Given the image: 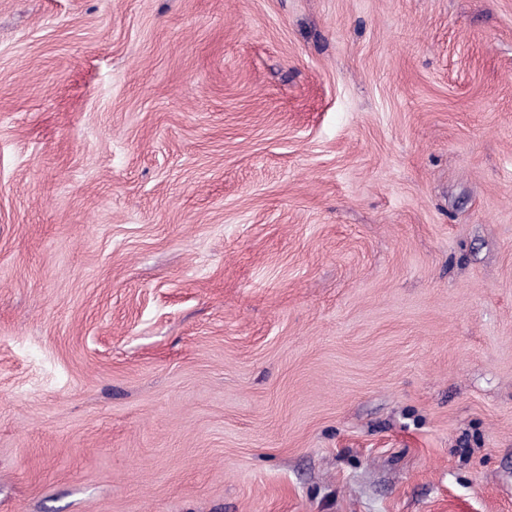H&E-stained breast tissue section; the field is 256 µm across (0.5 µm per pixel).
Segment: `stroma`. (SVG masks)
I'll list each match as a JSON object with an SVG mask.
<instances>
[{
    "label": "stroma",
    "mask_w": 512,
    "mask_h": 512,
    "mask_svg": "<svg viewBox=\"0 0 512 512\" xmlns=\"http://www.w3.org/2000/svg\"><path fill=\"white\" fill-rule=\"evenodd\" d=\"M0 512H512V0H0Z\"/></svg>",
    "instance_id": "obj_1"
}]
</instances>
